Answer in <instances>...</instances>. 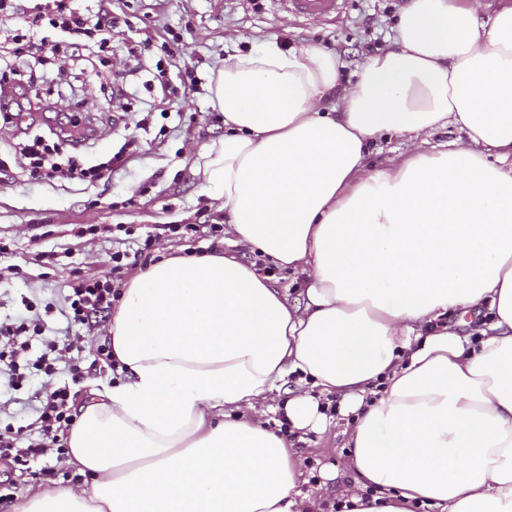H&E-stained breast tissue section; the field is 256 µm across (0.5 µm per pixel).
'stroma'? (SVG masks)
<instances>
[{"label": "stroma", "instance_id": "35a3bbf8", "mask_svg": "<svg viewBox=\"0 0 512 512\" xmlns=\"http://www.w3.org/2000/svg\"><path fill=\"white\" fill-rule=\"evenodd\" d=\"M403 0H342L336 18L309 20L296 16L281 0H112L118 19L112 31V54L100 70L125 79L129 112H112L104 104L96 81L82 64L66 63L50 76L40 68L32 73L44 91L63 93L72 109L81 112L90 135L73 145L57 132L53 113L36 115L30 134L45 137L58 151L84 166L106 161L126 142L137 150L124 169L94 183L71 179L41 182L10 166L0 174V321L14 319L32 302L43 313L47 335L78 336L83 340L73 357L82 371L73 378L67 366L52 376L53 384L69 386L74 403L89 397L94 382L117 380L110 368L96 366L97 348L112 324L104 316L96 329L67 320L65 298L79 277L110 275L109 257L120 250L128 255L129 276L147 262L138 247L144 238L155 241V254H185L220 248L223 237L173 233L176 224H220L224 213L202 190L198 169L213 142L224 137V116L213 107L208 85L224 58L264 47L288 48L311 43L341 61V85L353 83L369 57L387 47ZM151 38L146 70L135 71L127 53L136 41ZM177 42L169 77L177 97H167L150 85L151 71L165 60L163 43ZM190 69L196 90L180 87V73ZM0 427L32 422L34 387L10 388L0 382ZM334 431L311 432L301 444L302 469L324 503L335 502L350 479L349 452ZM83 477L67 462L55 464L49 475L33 476L0 459V512H14L22 498L45 489L77 490Z\"/></svg>", "mask_w": 512, "mask_h": 512}]
</instances>
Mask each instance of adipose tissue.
<instances>
[{
  "label": "adipose tissue",
  "mask_w": 512,
  "mask_h": 512,
  "mask_svg": "<svg viewBox=\"0 0 512 512\" xmlns=\"http://www.w3.org/2000/svg\"><path fill=\"white\" fill-rule=\"evenodd\" d=\"M478 10L408 0L332 105L319 46L225 59L202 180L232 248L124 285L122 379L66 440L90 485L15 512H321L296 445L332 426L322 395L352 450L345 512H512V0L485 30ZM384 135L407 152L368 166ZM240 247L301 274L299 299ZM292 380L281 432L254 411Z\"/></svg>",
  "instance_id": "ef3b65f1"
}]
</instances>
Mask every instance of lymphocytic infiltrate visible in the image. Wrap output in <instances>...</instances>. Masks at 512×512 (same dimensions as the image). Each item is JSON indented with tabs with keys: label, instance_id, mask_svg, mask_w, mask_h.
<instances>
[{
	"label": "lymphocytic infiltrate",
	"instance_id": "lymphocytic-infiltrate-1",
	"mask_svg": "<svg viewBox=\"0 0 512 512\" xmlns=\"http://www.w3.org/2000/svg\"><path fill=\"white\" fill-rule=\"evenodd\" d=\"M22 13L27 15L26 29L9 31L0 40V117L11 119L16 112H57L60 103L44 101L37 90L27 88L19 79L18 59L23 53L73 58L75 50H85V62H92L90 46L107 52L112 41V0H93L92 6L78 7L74 0H38L29 6L24 0H0V18ZM21 153L32 167L31 173L46 179L64 175L71 179L93 182L112 170L105 162L89 168L75 163L57 161L50 146L41 136L27 139ZM122 252L112 255L111 277L80 280L72 288L67 301V315L75 322L91 325L97 314L111 311L120 296L114 279L120 276L124 265ZM29 330L26 319L18 318L0 323V376L9 384L23 381L19 360L29 353L31 345L24 335ZM38 407L35 425L37 439L27 447H18L20 432L12 428L0 431V458L12 460L26 467L46 456L58 446L60 436L72 426L75 417L69 406V392L64 387L42 384L36 393Z\"/></svg>",
	"mask_w": 512,
	"mask_h": 512
}]
</instances>
